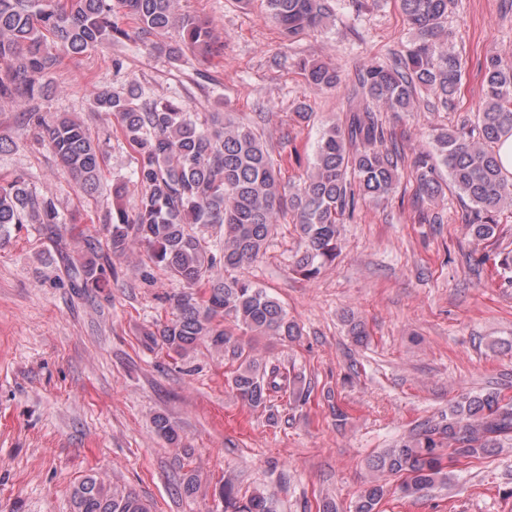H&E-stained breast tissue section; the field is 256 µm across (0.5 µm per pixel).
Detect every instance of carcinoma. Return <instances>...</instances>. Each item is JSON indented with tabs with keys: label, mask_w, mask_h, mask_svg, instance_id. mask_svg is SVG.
<instances>
[{
	"label": "carcinoma",
	"mask_w": 512,
	"mask_h": 512,
	"mask_svg": "<svg viewBox=\"0 0 512 512\" xmlns=\"http://www.w3.org/2000/svg\"><path fill=\"white\" fill-rule=\"evenodd\" d=\"M282 34L295 39L325 24L332 0H265ZM449 0H400L413 38L386 62L357 73L356 95L339 123L327 126L317 143L312 166L298 183H284L258 131L223 112H189L174 100H149L134 80L122 88H99L96 110L117 119L119 133L134 153V175L140 194L130 208L117 206L108 216L112 256L144 248L149 261L183 284L175 298L176 315L159 324L153 335L167 351L183 357L207 344L240 361L232 389L250 407L267 408L276 397L290 395L305 402L310 391L298 387L299 376L278 364L245 355L229 336L221 318L230 316L255 336L291 341L302 335L281 303L256 283L216 278L213 271L235 269L263 256L284 212L293 216L302 242L293 270L317 278L336 258L341 226L366 201L394 195L398 171L406 157L383 126L379 107L408 112L424 90L434 105L448 107L462 79L460 55L443 39ZM179 0H0V97L26 106L28 125L37 130L87 193L108 191L119 201L123 181H103V154L83 124L62 116L49 123L37 100L43 77L65 59L124 40L180 61L185 51L208 59L219 53L220 39L208 19ZM175 30L178 39L159 37ZM298 66L308 86L335 90L342 83L338 67L301 59ZM484 100L472 124L440 132L434 145L415 152L419 195L434 202L448 190L473 215L470 235L476 242L496 237L495 215L512 207V178L500 165L496 147L512 136V61L494 54L484 66ZM448 172V180L439 174ZM59 224L55 202L30 188V176L17 174L0 182V232L10 224ZM73 286L103 288L106 269L89 260L76 263L62 255ZM348 333L360 345L367 339L364 323L347 316ZM158 436L170 444L179 436L170 421L157 416ZM512 444V404L497 388L460 394L440 419L419 423L394 447L369 457L366 468L376 477L365 482L353 512H378L387 495L380 477L398 478L404 498L419 499L452 481L447 462L478 459ZM219 494L224 512H277L274 497L256 490L239 495L227 479ZM73 512H151L136 492L111 487L89 475L72 485Z\"/></svg>",
	"instance_id": "1"
}]
</instances>
